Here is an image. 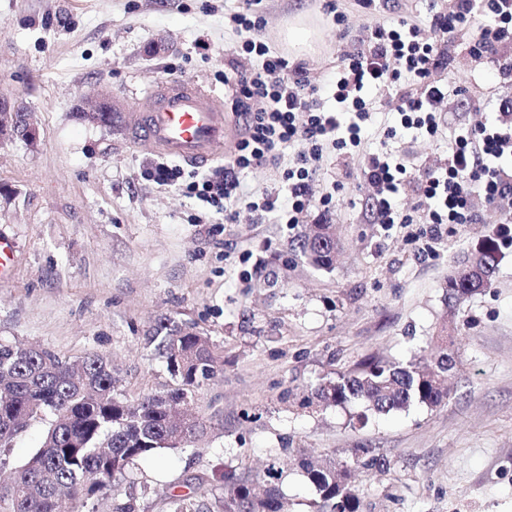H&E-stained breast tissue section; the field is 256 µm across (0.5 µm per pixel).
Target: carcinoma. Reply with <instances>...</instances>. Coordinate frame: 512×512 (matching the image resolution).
I'll return each mask as SVG.
<instances>
[{
	"label": "carcinoma",
	"mask_w": 512,
	"mask_h": 512,
	"mask_svg": "<svg viewBox=\"0 0 512 512\" xmlns=\"http://www.w3.org/2000/svg\"><path fill=\"white\" fill-rule=\"evenodd\" d=\"M300 252L316 267L333 266L340 243L333 224H317L301 237ZM477 255L480 275L462 276L455 266L446 281V298L459 302L478 288H488L501 251L488 236ZM166 331L156 346L178 387L144 393L133 401L119 390L112 360L88 353L77 361L32 346L0 340V469L9 466L15 439L32 421L44 422L41 444L11 482L0 484V512H81L88 504L114 495L119 483L138 461L163 450L185 449L207 430L202 418H178L176 409L188 406L196 392L222 365L211 337L191 326L160 325ZM434 356L415 361L370 362L354 375L340 374L315 389L313 398L345 406L363 403L367 413L386 415L418 404L436 407L447 398L445 376L455 365L448 337L439 336ZM298 465L313 487L316 512H359L360 501L348 487L347 472L336 466H314L305 458ZM227 492L222 512H281L275 487L258 496L249 479L224 474ZM168 512H196L190 498L170 495Z\"/></svg>",
	"instance_id": "cac0c4a2"
}]
</instances>
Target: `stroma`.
Wrapping results in <instances>:
<instances>
[{
    "label": "stroma",
    "mask_w": 512,
    "mask_h": 512,
    "mask_svg": "<svg viewBox=\"0 0 512 512\" xmlns=\"http://www.w3.org/2000/svg\"><path fill=\"white\" fill-rule=\"evenodd\" d=\"M227 0H0V97L34 113L39 137L0 138V235L17 245L14 274L0 281V339L76 360L110 356L128 398L174 388L150 338L169 318L211 336L224 366L189 412L208 424L188 449L138 462L119 492L93 512L135 499L166 512L186 494L214 512L221 476L266 484L283 449L351 473L360 512H512V245L501 248L491 287L445 301L454 261L501 212L476 224L373 223L355 180L334 188L352 158L326 149L315 195L332 194L341 240L332 268L311 265L293 241L304 225L199 224L203 210L175 188L148 181L156 155L129 128L132 103L176 74L223 93L218 75L239 38ZM205 39L207 50L197 47ZM116 104L114 127L80 117L89 97ZM454 99L439 137L398 143L406 163L442 158L452 129L484 121ZM456 364L448 397L359 421L361 404L304 407L316 386L369 359L430 357L440 326ZM385 469L357 466L361 449ZM150 483L151 493L141 491ZM276 483L286 512H314L297 463Z\"/></svg>",
    "instance_id": "1"
}]
</instances>
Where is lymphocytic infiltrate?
<instances>
[{
	"label": "lymphocytic infiltrate",
	"instance_id": "1",
	"mask_svg": "<svg viewBox=\"0 0 512 512\" xmlns=\"http://www.w3.org/2000/svg\"><path fill=\"white\" fill-rule=\"evenodd\" d=\"M261 2L237 0L228 13L241 40L219 75L244 135L223 165L189 176L179 164L161 162L149 172L154 183L178 188L225 223L246 208L261 221L300 224L311 207L330 213L332 195L312 192L329 144L339 155L358 157L355 177L370 193L375 223L475 224L484 208L496 207L503 223L512 224L511 95L497 98L485 122L456 130L446 158L416 170H407L395 151L359 150L370 91H388L385 106L398 123L386 136L399 142L411 133L437 134L449 87L436 76L450 73L460 55L479 60L496 84L512 87V0H450L446 7L428 0L429 38L416 22L386 17L388 0H355L374 22L353 36L340 33L336 68L323 81L311 78L307 62L288 59L264 39ZM328 94L335 108H326ZM291 147L296 161L288 166L283 152ZM263 165L280 169V186L244 194V174ZM402 195L415 197L414 213L397 208Z\"/></svg>",
	"mask_w": 512,
	"mask_h": 512
}]
</instances>
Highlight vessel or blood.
<instances>
[{
    "instance_id": "obj_1",
    "label": "vessel or blood",
    "mask_w": 512,
    "mask_h": 512,
    "mask_svg": "<svg viewBox=\"0 0 512 512\" xmlns=\"http://www.w3.org/2000/svg\"><path fill=\"white\" fill-rule=\"evenodd\" d=\"M135 140L153 153L200 168L226 141L224 103L190 78L171 77L139 102Z\"/></svg>"
}]
</instances>
